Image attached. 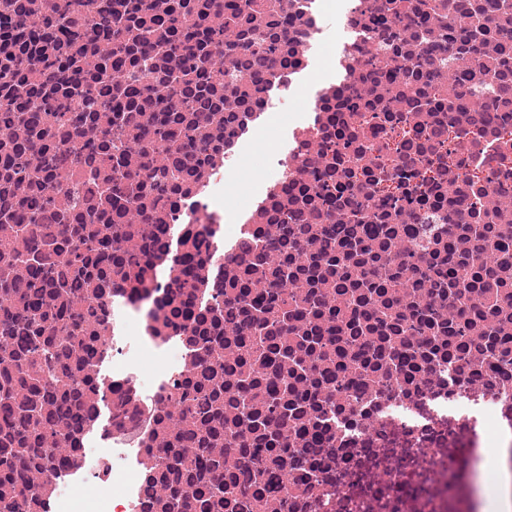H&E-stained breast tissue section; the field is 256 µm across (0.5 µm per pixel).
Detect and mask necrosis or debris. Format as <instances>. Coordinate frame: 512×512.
I'll list each match as a JSON object with an SVG mask.
<instances>
[{"label": "necrosis or debris", "mask_w": 512, "mask_h": 512, "mask_svg": "<svg viewBox=\"0 0 512 512\" xmlns=\"http://www.w3.org/2000/svg\"><path fill=\"white\" fill-rule=\"evenodd\" d=\"M10 2L0 495L23 478V512H254L244 487L264 512H448L453 441L495 461L473 499L500 498L512 0H73L101 24L90 40L62 16L19 24L34 0ZM44 51L56 79H15ZM275 114L279 146L254 165ZM146 168L159 178L141 182ZM50 198L52 229L31 234L18 214ZM103 218L131 233L139 276L112 243L69 264L63 230ZM43 265L46 317L30 324L23 278ZM36 361L85 383L46 387ZM187 391L216 413L186 422ZM27 415L55 441L29 437Z\"/></svg>", "instance_id": "4bbe7bcc"}]
</instances>
